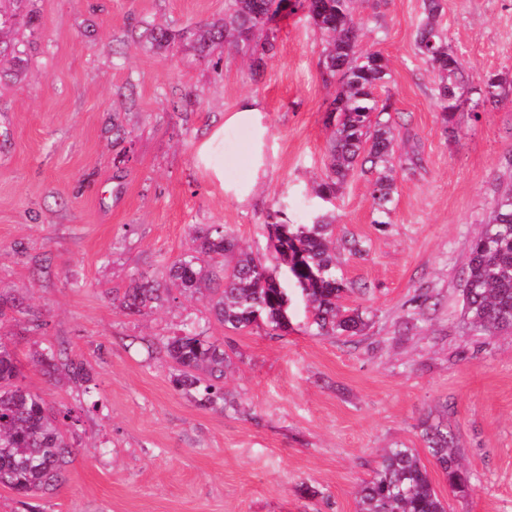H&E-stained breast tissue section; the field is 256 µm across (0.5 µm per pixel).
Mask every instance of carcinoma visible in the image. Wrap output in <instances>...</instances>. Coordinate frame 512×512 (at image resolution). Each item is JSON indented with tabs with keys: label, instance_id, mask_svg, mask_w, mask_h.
<instances>
[{
	"label": "carcinoma",
	"instance_id": "1",
	"mask_svg": "<svg viewBox=\"0 0 512 512\" xmlns=\"http://www.w3.org/2000/svg\"><path fill=\"white\" fill-rule=\"evenodd\" d=\"M285 0H225L224 22L198 35V51L220 40L250 47L254 62L273 52ZM357 0H296L323 40L327 80L338 81L331 103L338 112L327 115L330 128L324 171L314 187L317 199L330 204L355 171L371 175L375 224L390 223L396 184L393 173L415 164L398 151L396 127L388 100L379 97L390 76L379 51L363 50L364 28L354 18ZM442 0H423V17L415 47L438 75L435 89L439 117L445 129H455L461 101L476 97L475 107L497 103L512 91V78L465 71L439 23ZM271 256H257L238 247L223 224L193 228L192 248L167 267L166 280L133 281L112 301L132 314H147L176 301L177 295L210 292V312L224 327L246 329L261 321L273 331H288L290 295L277 270L300 289L317 336H359L368 326L357 309L340 305L350 284L336 265L335 217L325 210L310 224H292L283 208L269 215ZM463 317L480 336L512 332V185L495 191L491 220L470 244V257L460 289ZM22 317L33 327L40 316L24 306L9 288L0 290V324ZM174 364L177 389L205 408L226 409L233 400L224 392L231 366L224 348L193 321L181 333L159 343ZM33 363L50 378H64L90 392L86 364L54 344L35 351ZM20 369L9 340L0 336V485L30 499L53 492L65 480L73 443L66 426L71 411L56 410L45 399L18 383ZM420 439L448 484V494L465 497L471 477L462 464L456 434L448 427V407L422 423ZM357 512H448V502L436 490L417 450L387 449L373 476L359 491Z\"/></svg>",
	"mask_w": 512,
	"mask_h": 512
}]
</instances>
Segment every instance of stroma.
<instances>
[{"mask_svg":"<svg viewBox=\"0 0 512 512\" xmlns=\"http://www.w3.org/2000/svg\"><path fill=\"white\" fill-rule=\"evenodd\" d=\"M0 12L13 18L0 36V289L43 320L0 331L21 385L80 417L66 480L39 512H356L383 449L403 444L431 464L420 425L442 408L472 477L449 512H512V334L473 335L460 295L495 186L512 182V96L477 115L464 102L444 132L415 49L422 0H364L356 15L364 46L389 61L399 144L420 161L397 173L388 224L374 223L364 176L335 201L337 233L364 246L340 254L352 285L342 303L369 320L355 337L313 335L297 293L281 334L225 329L190 296L147 315L112 302L133 278L162 279L194 225H226L262 254L279 205L311 222L333 87L304 13L280 22L256 69L243 47L197 50L195 29L223 20L224 0H0ZM440 21L467 71L512 73V0H443ZM246 96L263 105L264 137L227 121ZM218 126L223 141L199 159ZM255 155L263 172L241 202L230 189L251 178ZM189 316L232 356L236 408L174 388L155 345ZM47 342L87 365L98 407L31 364Z\"/></svg>","mask_w":512,"mask_h":512,"instance_id":"stroma-1","label":"stroma"}]
</instances>
